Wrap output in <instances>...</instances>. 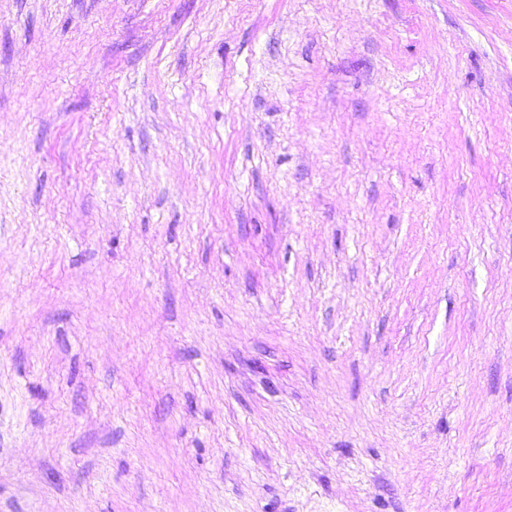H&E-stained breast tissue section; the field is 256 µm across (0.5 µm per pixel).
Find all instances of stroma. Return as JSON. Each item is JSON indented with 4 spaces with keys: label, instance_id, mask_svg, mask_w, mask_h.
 <instances>
[{
    "label": "stroma",
    "instance_id": "1",
    "mask_svg": "<svg viewBox=\"0 0 512 512\" xmlns=\"http://www.w3.org/2000/svg\"><path fill=\"white\" fill-rule=\"evenodd\" d=\"M0 512H512V0H0Z\"/></svg>",
    "mask_w": 512,
    "mask_h": 512
}]
</instances>
